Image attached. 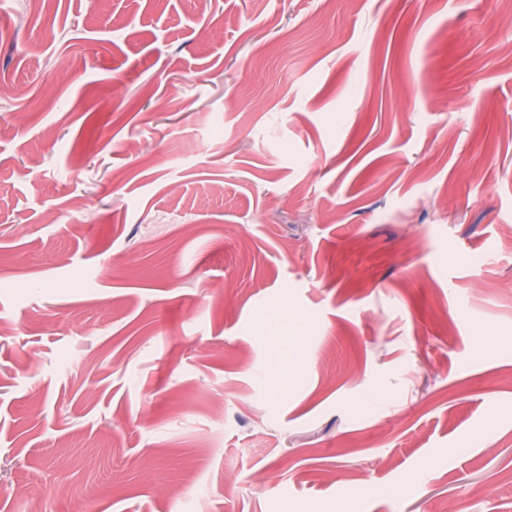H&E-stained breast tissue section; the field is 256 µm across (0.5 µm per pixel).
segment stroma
<instances>
[{"label": "stroma", "instance_id": "1", "mask_svg": "<svg viewBox=\"0 0 512 512\" xmlns=\"http://www.w3.org/2000/svg\"><path fill=\"white\" fill-rule=\"evenodd\" d=\"M0 486L512 512V15L0 0Z\"/></svg>", "mask_w": 512, "mask_h": 512}]
</instances>
